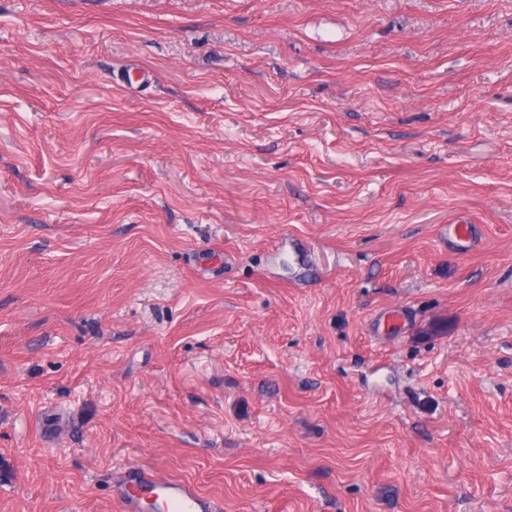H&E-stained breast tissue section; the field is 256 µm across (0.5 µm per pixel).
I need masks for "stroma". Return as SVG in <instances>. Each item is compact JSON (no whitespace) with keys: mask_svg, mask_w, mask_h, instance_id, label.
Segmentation results:
<instances>
[{"mask_svg":"<svg viewBox=\"0 0 512 512\" xmlns=\"http://www.w3.org/2000/svg\"><path fill=\"white\" fill-rule=\"evenodd\" d=\"M130 465L512 512V0H0V512Z\"/></svg>","mask_w":512,"mask_h":512,"instance_id":"obj_1","label":"stroma"}]
</instances>
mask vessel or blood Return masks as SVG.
Masks as SVG:
<instances>
[{"label":"vessel or blood","mask_w":512,"mask_h":512,"mask_svg":"<svg viewBox=\"0 0 512 512\" xmlns=\"http://www.w3.org/2000/svg\"><path fill=\"white\" fill-rule=\"evenodd\" d=\"M121 486L123 512H140V501L146 495L160 500L164 512H221L215 502L201 497L190 484L159 476L139 466L124 470Z\"/></svg>","instance_id":"1"}]
</instances>
